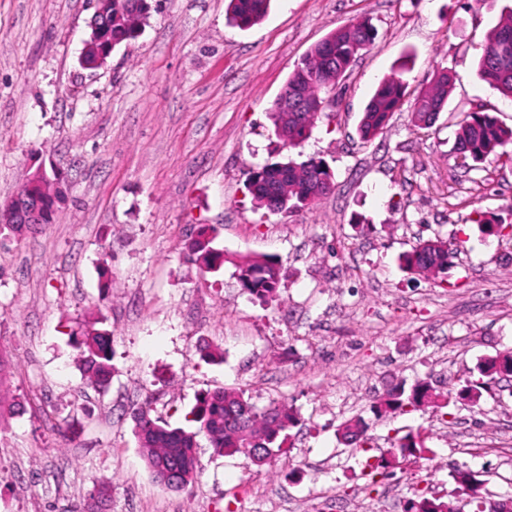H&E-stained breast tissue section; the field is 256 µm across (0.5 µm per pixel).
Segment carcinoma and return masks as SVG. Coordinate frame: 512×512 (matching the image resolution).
Here are the masks:
<instances>
[{
    "mask_svg": "<svg viewBox=\"0 0 512 512\" xmlns=\"http://www.w3.org/2000/svg\"><path fill=\"white\" fill-rule=\"evenodd\" d=\"M271 0H229L227 21L242 29L261 23L269 12ZM147 18L140 0H112V40L115 45L134 39ZM374 32L367 20L338 27L315 44L291 72L286 82L294 95V103L283 109L274 102L270 120L279 139L296 148L305 141L324 109V95L336 89L357 59L372 45ZM407 65L402 64L392 74L382 78L369 100L357 127L360 139L369 142L383 132L408 95L403 78ZM479 77L493 89L512 100V7L506 8L487 38L478 63ZM453 76L446 70L435 75L432 86L419 93L410 115L411 125L430 128L445 108ZM456 155L464 158L463 167L478 169L489 156L512 155V127H506L497 117L477 109L465 113L456 130ZM256 205L267 211L287 213L313 205L335 190L334 175L320 159L310 158L301 163L290 160L268 162L252 172L248 183ZM214 230L203 226L187 245L188 260L200 272H214L224 264V252L213 247ZM463 242L457 238L419 242L398 256L399 267L405 272L444 279L451 259ZM237 280L241 288L259 300L273 298L279 283L278 262L274 258H244L238 264ZM79 342L91 384L101 390L108 388L112 371L110 332L84 330ZM480 378L458 377L462 383V399L477 405L483 392L512 377V352H500L485 359L477 367ZM449 401L439 402L431 383L425 380L411 387L396 383L373 400L378 413L411 412L420 408L442 409ZM197 430L188 432L151 418L143 408L132 410L135 433L147 466L153 476L166 482L173 471L178 473L176 488L184 489L197 475L196 437L205 434L211 447L219 453L249 454L251 448H263L275 458L282 451L281 434L296 422L295 413L285 405L272 403L258 408L243 394L215 390L202 400L198 411L192 412ZM338 436L357 448L368 445L364 423L350 419L338 428ZM393 461L380 460L369 473L367 487H376L394 476L393 465L403 469L422 459L421 434L407 433L393 443ZM450 477L462 494L474 504V512H491L488 501L479 493L481 482L472 471L456 464ZM406 512H455L450 504L438 498L422 497L409 502Z\"/></svg>",
    "mask_w": 512,
    "mask_h": 512,
    "instance_id": "1",
    "label": "carcinoma"
}]
</instances>
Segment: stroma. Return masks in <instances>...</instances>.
Here are the masks:
<instances>
[{"label":"stroma","mask_w":512,"mask_h":512,"mask_svg":"<svg viewBox=\"0 0 512 512\" xmlns=\"http://www.w3.org/2000/svg\"><path fill=\"white\" fill-rule=\"evenodd\" d=\"M508 1L272 0L242 30L227 23V0H163L92 74L79 64L91 0H0V203L39 169L66 190L54 223L0 235V512H85L105 479L110 512H312L324 490L344 512H404L411 486L365 485L410 430L427 434V497L472 512L448 475L456 462L512 499V389L452 406L453 424L429 408L370 409L401 381L456 393L463 370L512 350V241L477 231L492 217L512 224V163L492 156L468 171L453 152L463 113L512 126V100L475 74ZM363 17L373 45L311 136L284 150L269 112L289 74ZM403 63L413 95L437 70L453 74L445 111L417 129L403 105L362 142L375 86ZM282 152L323 158L335 191L293 213L258 208L248 173ZM203 225L229 258L205 274L185 259ZM438 235L464 242L446 282L398 268L399 253ZM255 256L280 265L266 302L235 277V261ZM93 321L112 333L104 392L72 335ZM205 343L222 359L203 358ZM214 389L286 404L298 422L265 465L198 436L196 481L171 489L149 471L130 409L184 428ZM352 417L369 447L339 441Z\"/></svg>","instance_id":"obj_1"}]
</instances>
